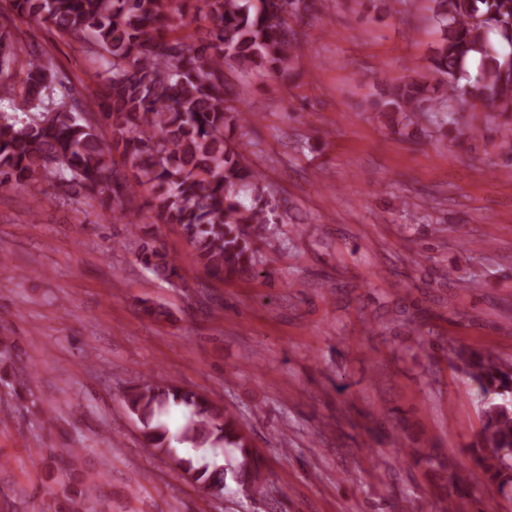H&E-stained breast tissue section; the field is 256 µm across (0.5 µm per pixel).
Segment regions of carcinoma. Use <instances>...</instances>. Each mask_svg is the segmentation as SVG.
Returning a JSON list of instances; mask_svg holds the SVG:
<instances>
[{
    "label": "carcinoma",
    "mask_w": 512,
    "mask_h": 512,
    "mask_svg": "<svg viewBox=\"0 0 512 512\" xmlns=\"http://www.w3.org/2000/svg\"><path fill=\"white\" fill-rule=\"evenodd\" d=\"M440 38L429 58L428 81H398L377 104L408 126L427 119L457 140L483 132L462 128L455 100L474 101L512 122V0H433ZM14 16L48 23L97 55L105 87L94 112L66 86L51 59H29L24 99L35 118L19 126L0 115V187L42 191L48 181L70 197L108 193L112 213L126 218L142 197L153 223L177 224L204 268L217 277L256 274L258 242L286 223L266 176L224 128L252 123V113L224 85V67L275 79L290 71L302 46L295 25L315 0H9ZM198 20L208 22L199 36ZM15 47L0 40V101L15 92ZM111 145L102 144L101 122ZM133 171L117 167L113 152ZM137 260L168 281L181 280L178 259L159 237L140 238ZM454 364L481 398L483 424L472 457L487 483L512 487V361L476 350L454 351ZM146 442L161 455L188 444L180 473L203 489L220 488L232 476L248 496L265 483L264 461L238 418L207 395L174 381L136 385L124 396ZM185 411L179 433L162 416ZM224 458L219 465L208 457ZM64 476L78 469L76 450L49 449ZM70 512H98L93 484L63 494Z\"/></svg>",
    "instance_id": "obj_1"
}]
</instances>
